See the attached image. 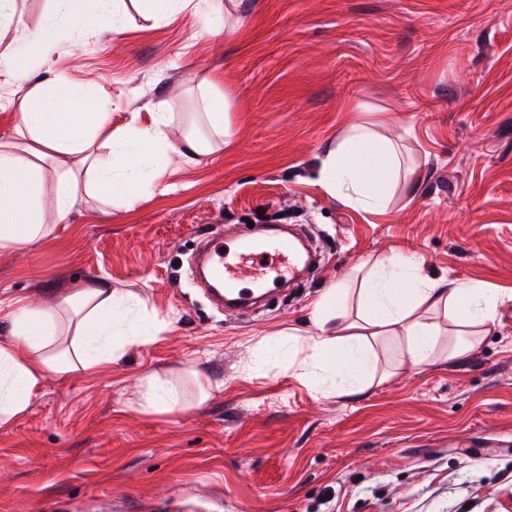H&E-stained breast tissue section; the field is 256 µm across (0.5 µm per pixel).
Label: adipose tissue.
I'll list each match as a JSON object with an SVG mask.
<instances>
[{"label": "adipose tissue", "instance_id": "ef3b65f1", "mask_svg": "<svg viewBox=\"0 0 512 512\" xmlns=\"http://www.w3.org/2000/svg\"><path fill=\"white\" fill-rule=\"evenodd\" d=\"M83 2L66 0V16L54 12L45 17L33 38L41 56L52 53L66 27L120 33L123 0H94L90 9ZM21 22L16 0H0V74L19 82L16 135L0 141V254L24 249L52 233L43 215L47 174L57 178L56 217L65 222L82 200L81 175H92L96 193L130 206L137 199L144 166L160 165L173 154L189 160L205 154L208 145L195 136L178 145L169 142L163 112L153 113L151 126L132 122L123 133H113L109 101L91 87L74 89L62 79L49 87L23 85L29 53L6 39ZM102 132L111 146L105 162L95 147ZM401 163L397 148L371 122L357 121L326 151L319 175L331 195L376 211L384 206ZM359 294V325L347 324L335 295L328 293L313 307L315 332L308 338L310 376L350 394L361 392L376 371L371 338L404 337L413 365L428 363L436 334L421 309L452 310L463 324L493 322L497 310L496 297L480 284L430 278L404 256L382 262L363 281ZM0 323L8 325L11 336L0 345V426L27 409L47 374L95 373L121 358L127 347L156 339L142 300L114 289L106 278L66 288L39 303L0 301Z\"/></svg>", "mask_w": 512, "mask_h": 512}]
</instances>
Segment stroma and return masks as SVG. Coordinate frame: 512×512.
Returning <instances> with one entry per match:
<instances>
[{"mask_svg": "<svg viewBox=\"0 0 512 512\" xmlns=\"http://www.w3.org/2000/svg\"><path fill=\"white\" fill-rule=\"evenodd\" d=\"M204 11L154 27L128 6L120 35L61 38L29 71L98 88L116 129L168 112L175 144L201 77L231 109L210 152L171 156L133 207L83 195L53 236L0 255L2 301L107 277L160 327L109 370L47 375L0 426V512H512V0H244L231 39L198 37ZM363 119L423 173L377 212L319 177ZM259 222L309 226L321 264L256 314L217 310L190 259ZM399 254L498 293L494 323L423 310L429 365L384 336L363 393L315 385L313 302L343 289L358 320L362 280ZM152 377L183 408L143 412Z\"/></svg>", "mask_w": 512, "mask_h": 512, "instance_id": "35a3bbf8", "label": "stroma"}]
</instances>
